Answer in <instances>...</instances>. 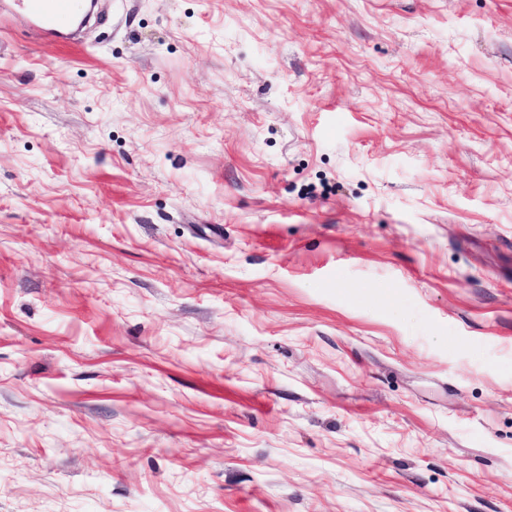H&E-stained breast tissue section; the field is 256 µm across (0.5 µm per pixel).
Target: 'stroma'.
<instances>
[{"label":"stroma","mask_w":512,"mask_h":512,"mask_svg":"<svg viewBox=\"0 0 512 512\" xmlns=\"http://www.w3.org/2000/svg\"><path fill=\"white\" fill-rule=\"evenodd\" d=\"M0 0V512H512V0ZM78 0H14V6L31 18L47 34L57 35L71 25L78 15Z\"/></svg>","instance_id":"35a3bbf8"}]
</instances>
